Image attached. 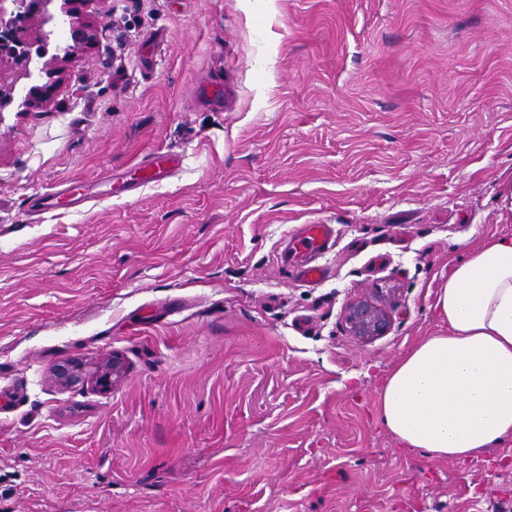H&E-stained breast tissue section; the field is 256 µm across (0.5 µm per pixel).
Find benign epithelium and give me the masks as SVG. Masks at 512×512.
<instances>
[{
	"mask_svg": "<svg viewBox=\"0 0 512 512\" xmlns=\"http://www.w3.org/2000/svg\"><path fill=\"white\" fill-rule=\"evenodd\" d=\"M52 0H0V62L28 56L27 25L35 18L52 19L47 6ZM347 321L353 335L372 341L386 335L390 317L371 301L359 300L348 308Z\"/></svg>",
	"mask_w": 512,
	"mask_h": 512,
	"instance_id": "7a95c632",
	"label": "benign epithelium"
}]
</instances>
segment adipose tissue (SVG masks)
<instances>
[{"label":"adipose tissue","instance_id":"1","mask_svg":"<svg viewBox=\"0 0 512 512\" xmlns=\"http://www.w3.org/2000/svg\"><path fill=\"white\" fill-rule=\"evenodd\" d=\"M448 327L387 376L381 424L433 461H465L512 439V236L468 247L438 290Z\"/></svg>","mask_w":512,"mask_h":512}]
</instances>
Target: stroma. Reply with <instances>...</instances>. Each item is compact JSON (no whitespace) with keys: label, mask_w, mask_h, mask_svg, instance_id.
<instances>
[{"label":"stroma","mask_w":512,"mask_h":512,"mask_svg":"<svg viewBox=\"0 0 512 512\" xmlns=\"http://www.w3.org/2000/svg\"><path fill=\"white\" fill-rule=\"evenodd\" d=\"M71 7L0 111V512H512L511 440L431 461L377 419L454 263L512 235V0ZM153 152L162 183L28 209ZM301 224L335 228L315 287L278 261ZM347 321L353 335L367 342L386 335L391 323L389 315L367 299L349 306Z\"/></svg>","instance_id":"stroma-1"}]
</instances>
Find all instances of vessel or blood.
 Returning a JSON list of instances; mask_svg holds the SVG:
<instances>
[{
    "instance_id": "obj_1",
    "label": "vessel or blood",
    "mask_w": 512,
    "mask_h": 512,
    "mask_svg": "<svg viewBox=\"0 0 512 512\" xmlns=\"http://www.w3.org/2000/svg\"><path fill=\"white\" fill-rule=\"evenodd\" d=\"M177 164L175 155L158 153L143 161L138 170V184L167 180ZM334 247V231L328 224H303L286 236L280 253L281 263L290 268L298 280L309 286L320 285L328 276L322 258Z\"/></svg>"
}]
</instances>
